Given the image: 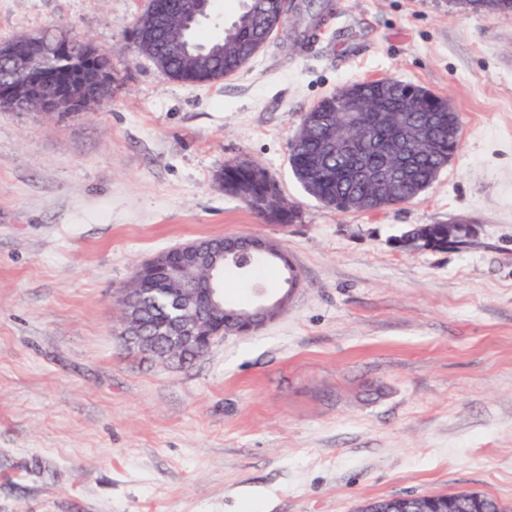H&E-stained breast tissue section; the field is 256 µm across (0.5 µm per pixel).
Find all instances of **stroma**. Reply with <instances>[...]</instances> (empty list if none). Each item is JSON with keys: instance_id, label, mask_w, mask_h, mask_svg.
Wrapping results in <instances>:
<instances>
[{"instance_id": "1", "label": "stroma", "mask_w": 512, "mask_h": 512, "mask_svg": "<svg viewBox=\"0 0 512 512\" xmlns=\"http://www.w3.org/2000/svg\"><path fill=\"white\" fill-rule=\"evenodd\" d=\"M305 51L281 30L239 73L184 85L135 54L144 0H0V43L47 31L108 53L85 112H0V512H357L478 492L512 506V12L332 0ZM392 77L450 100L460 144L411 202L321 205L295 179L304 113ZM257 160L300 221L218 175ZM467 244L401 251L415 224ZM257 235L303 275L286 311L177 366L116 333L135 266ZM279 272L224 277L236 302Z\"/></svg>"}]
</instances>
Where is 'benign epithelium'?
Returning a JSON list of instances; mask_svg holds the SVG:
<instances>
[{"label": "benign epithelium", "mask_w": 512, "mask_h": 512, "mask_svg": "<svg viewBox=\"0 0 512 512\" xmlns=\"http://www.w3.org/2000/svg\"><path fill=\"white\" fill-rule=\"evenodd\" d=\"M212 0H176L174 6L157 9L147 5L137 18L136 26L143 28L151 38L161 37L173 51L183 50L185 38L182 25L186 19H200L210 15ZM44 35L31 36L0 44V67L10 79L8 95L0 98L1 112H15L35 108L40 112H83L100 101L102 95L112 88V67L99 66L94 72L83 71V57L69 60L70 67L79 74V81L67 93L59 91L54 83L46 79L35 82L32 78L34 50L45 46ZM340 111L362 130L356 139L328 137L326 147L345 158L347 173L356 181H371L375 185V196L354 202V208L365 211L389 201L391 186L413 176L414 147L429 144L433 137L432 121L429 118H412L402 122L397 135L391 139L377 138L365 131L364 117L367 113L363 101L347 95ZM374 154L384 161L382 171L367 167L362 157ZM199 263L194 242L180 244L164 251L138 266L132 278L135 287L121 289L120 301L124 304L118 335L140 351L150 353L165 362H179L177 352L194 346L208 350L223 331L214 329V315L224 311L219 301L223 292L220 281L224 266L212 259L207 265L205 278L186 279L181 271ZM295 285L287 289L280 301H260L251 306L247 316L254 320L250 331L254 332L279 315L278 307L291 301L302 285V274L296 272ZM159 279L163 292L172 303L169 325L161 328L156 336L138 334V316L129 314L138 300L149 302L156 294L153 279ZM461 502L451 496H442L429 503L431 512H457Z\"/></svg>", "instance_id": "benign-epithelium-1"}]
</instances>
